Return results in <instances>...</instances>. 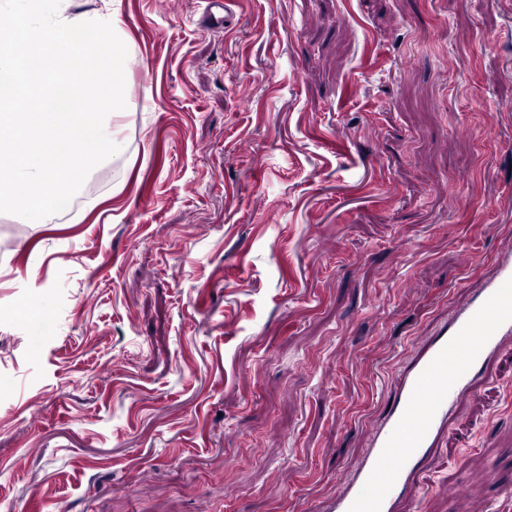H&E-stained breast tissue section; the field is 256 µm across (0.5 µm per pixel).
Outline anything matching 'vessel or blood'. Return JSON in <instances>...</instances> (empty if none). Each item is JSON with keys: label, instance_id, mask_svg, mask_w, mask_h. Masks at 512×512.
<instances>
[{"label": "vessel or blood", "instance_id": "obj_1", "mask_svg": "<svg viewBox=\"0 0 512 512\" xmlns=\"http://www.w3.org/2000/svg\"><path fill=\"white\" fill-rule=\"evenodd\" d=\"M236 0H206L199 22L220 28ZM512 341V240H506L478 295L411 357L395 385L393 409L368 437L345 488L329 494L323 512H401L411 490L424 488L423 467L448 437L459 399L475 395L478 376Z\"/></svg>", "mask_w": 512, "mask_h": 512}]
</instances>
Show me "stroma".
Returning a JSON list of instances; mask_svg holds the SVG:
<instances>
[{
    "label": "stroma",
    "instance_id": "1",
    "mask_svg": "<svg viewBox=\"0 0 512 512\" xmlns=\"http://www.w3.org/2000/svg\"><path fill=\"white\" fill-rule=\"evenodd\" d=\"M202 8L121 0L122 152L0 214V512H317L512 237V0ZM480 394L427 512L512 507V371ZM237 0H205L207 6L202 12L199 23L204 26L223 28L229 25L233 18Z\"/></svg>",
    "mask_w": 512,
    "mask_h": 512
}]
</instances>
